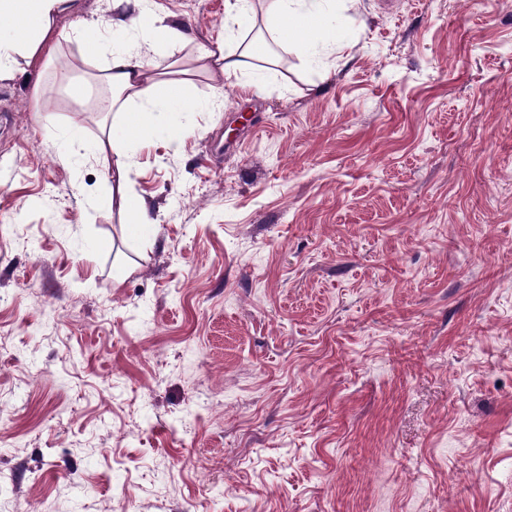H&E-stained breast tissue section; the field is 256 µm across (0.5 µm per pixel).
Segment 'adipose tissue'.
I'll return each instance as SVG.
<instances>
[{"instance_id": "1", "label": "adipose tissue", "mask_w": 512, "mask_h": 512, "mask_svg": "<svg viewBox=\"0 0 512 512\" xmlns=\"http://www.w3.org/2000/svg\"><path fill=\"white\" fill-rule=\"evenodd\" d=\"M115 13L108 25L116 31H134L142 41L159 39L170 46L187 43L188 33L174 17L156 12L152 0H114ZM75 0H0V80L11 78L15 59L37 53L53 31L57 15L70 11ZM261 7L271 38L256 37L243 42L237 30L241 16ZM336 0H224V36L198 50L193 72L219 71L225 85L246 75L273 71L280 53L296 49L310 61L329 45V21ZM160 63L144 59L131 49L116 45L99 81L108 92L99 96L97 109L123 117L129 139L148 131L156 114L181 111L187 104V79L165 77ZM98 153L112 154L110 207L133 214L137 223H154L153 209L146 200L131 195L126 185L131 168L126 147L117 141L98 139Z\"/></svg>"}]
</instances>
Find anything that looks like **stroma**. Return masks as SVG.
<instances>
[{
    "label": "stroma",
    "mask_w": 512,
    "mask_h": 512,
    "mask_svg": "<svg viewBox=\"0 0 512 512\" xmlns=\"http://www.w3.org/2000/svg\"><path fill=\"white\" fill-rule=\"evenodd\" d=\"M153 2L193 40L146 58L224 34ZM113 13L0 80V512H512V0H359L265 94L192 76L129 147L154 224L83 158L125 137Z\"/></svg>",
    "instance_id": "35a3bbf8"
}]
</instances>
